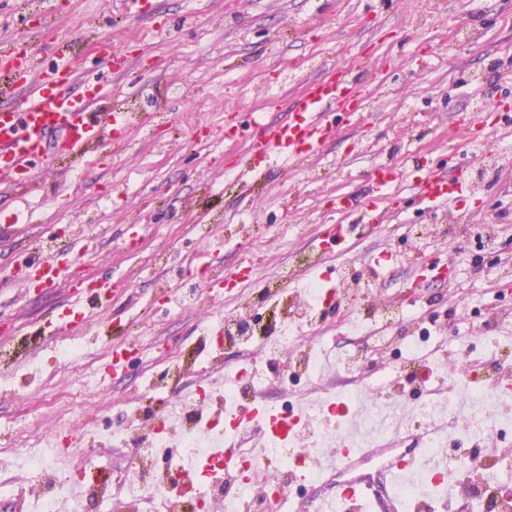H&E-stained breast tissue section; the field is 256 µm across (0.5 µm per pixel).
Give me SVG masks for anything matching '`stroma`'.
<instances>
[{
  "mask_svg": "<svg viewBox=\"0 0 512 512\" xmlns=\"http://www.w3.org/2000/svg\"><path fill=\"white\" fill-rule=\"evenodd\" d=\"M151 3L150 13L131 19L119 0H0V51L25 48L32 78L61 57L86 68L117 49L126 57L117 94L100 102L129 113L120 137L105 134L75 157L51 136L30 170L36 188L25 195L0 175V278L48 249L68 251L70 227L99 228L57 287L25 298L16 285L0 287V448L23 457L56 433L67 461L57 481L84 479L97 490L87 512H125L109 491L133 461V439L151 441L165 403L220 376L244 371L243 385L283 409L317 401L325 388L361 391L362 407L418 404L411 388L382 389L385 368L404 351L374 353L366 312L396 303L419 316L393 325L391 335L407 340L426 329L460 348L466 358L449 361L448 372L470 388L484 363L495 362V340L512 334V324L494 318L512 312V280L499 275L512 268V139L490 134L473 149L459 131L493 100L512 113V0ZM458 26L464 37H452ZM365 53L378 74L357 72ZM333 71L359 74L362 111L340 119L318 155L277 165L243 190L236 173L246 147L225 140V124L252 115L287 120L307 81ZM381 163L408 169L386 195L372 181ZM459 163L483 182L470 222L455 211L430 213L413 194L416 166L450 174ZM341 196L350 210H337ZM367 211L382 231L351 235L307 273L298 258L313 251L320 225L353 224ZM476 224L492 233L481 247L470 236ZM433 260L452 264V281L421 277ZM241 266L252 267L251 280L210 285L211 271ZM103 275L119 286L83 331L94 356L58 358L71 338L46 326L72 302L75 278ZM315 289L335 295L304 340L329 348L335 368L323 371L322 388L256 347L221 340L222 314L277 333ZM119 348L136 357L116 369ZM351 353L359 372L337 365ZM82 370L97 373L95 390L75 384ZM127 425L132 440L100 437ZM1 484L0 512H13L42 478L19 465L0 469Z\"/></svg>",
  "mask_w": 512,
  "mask_h": 512,
  "instance_id": "1",
  "label": "stroma"
}]
</instances>
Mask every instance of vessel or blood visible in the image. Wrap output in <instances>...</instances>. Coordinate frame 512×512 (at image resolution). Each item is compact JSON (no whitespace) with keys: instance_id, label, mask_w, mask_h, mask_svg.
I'll use <instances>...</instances> for the list:
<instances>
[{"instance_id":"vessel-or-blood-1","label":"vessel or blood","mask_w":512,"mask_h":512,"mask_svg":"<svg viewBox=\"0 0 512 512\" xmlns=\"http://www.w3.org/2000/svg\"><path fill=\"white\" fill-rule=\"evenodd\" d=\"M29 69V63L15 51L0 54V73L7 77L6 82L0 83V97L19 103L15 109L0 108V175H8L15 185L28 192L35 188L29 166L33 160L45 156L49 133L63 132L64 150L80 154L89 143L102 139L105 132L120 133L128 125L126 113L97 109L96 103L108 94V87L97 80H81L78 70L68 60L58 59L36 80L29 77ZM358 95L357 83L346 77L330 75L312 80L294 99L287 122L270 126L253 117L247 123L225 127L224 136L245 140L247 151L242 169L259 173L271 161H293L316 154L336 135V105L354 103ZM471 122L493 125L500 138L512 137V114L499 112L496 107L473 114ZM415 187L419 202L429 211L474 194L463 171L450 178L432 170L421 175ZM378 225L372 215L361 216L354 225H323L316 236L318 246L322 253L334 252L350 234L367 235ZM62 273L60 256L52 251L19 264L9 279L28 294L54 286ZM85 293L89 307L64 306L58 315L59 330L81 331L92 310L111 299L113 282L108 278L89 280ZM326 410L343 417L345 426L331 448L298 454L297 466L303 470L311 490L310 497L298 498V508L310 507L314 512H431L430 500L415 485L425 474L430 476L432 485L446 483V452L432 457L423 448H398L393 443H381L376 434L380 427L390 430L394 439L409 435L402 427V417L390 406H378L376 422L372 425L341 401L327 404ZM306 412V405L301 403L285 415L276 406L253 396L225 417L224 431L231 436L243 431L258 432L261 446L255 468L274 474L278 471L280 446L295 443L301 434V417ZM233 459V449L225 447L212 457L188 458L180 471L185 478L199 480L221 471L231 486L241 488L244 480L226 470ZM372 461L380 465L377 477L360 476L359 468Z\"/></svg>"}]
</instances>
